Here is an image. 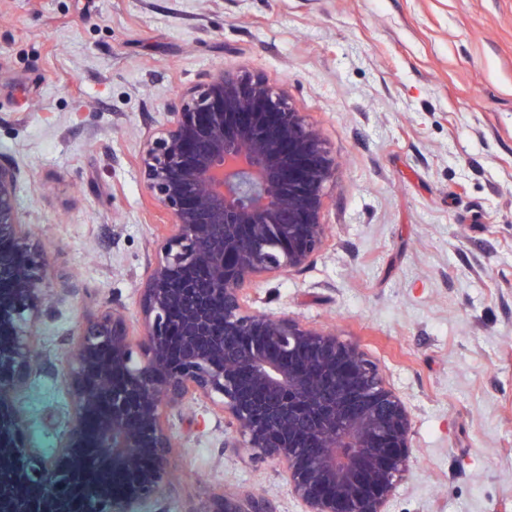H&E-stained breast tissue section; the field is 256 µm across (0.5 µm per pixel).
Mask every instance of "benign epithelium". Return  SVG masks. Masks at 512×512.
<instances>
[{"mask_svg":"<svg viewBox=\"0 0 512 512\" xmlns=\"http://www.w3.org/2000/svg\"><path fill=\"white\" fill-rule=\"evenodd\" d=\"M170 109L141 153L170 222L138 288L140 334L119 304L81 326L62 369L70 420L49 457L20 405L43 365L46 249L18 218L20 169L0 156V512L162 509L175 478L166 416L199 400L224 415V447L279 467L304 512H386L411 453L406 404L336 332L248 304L258 279L301 271L327 240L336 158L259 74L218 69ZM104 468L121 492L103 489ZM196 512L272 510L251 491Z\"/></svg>","mask_w":512,"mask_h":512,"instance_id":"benign-epithelium-1","label":"benign epithelium"}]
</instances>
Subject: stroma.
I'll list each match as a JSON object with an SVG mask.
<instances>
[{
    "instance_id": "1",
    "label": "stroma",
    "mask_w": 512,
    "mask_h": 512,
    "mask_svg": "<svg viewBox=\"0 0 512 512\" xmlns=\"http://www.w3.org/2000/svg\"><path fill=\"white\" fill-rule=\"evenodd\" d=\"M221 67L283 88L339 162L326 245L258 280L250 307L336 331L405 401L412 454L388 512H512V0H0V155L61 291L22 400L34 446L70 419L79 326L119 304L141 330L168 221L143 140ZM168 422L166 512L253 489L302 512L273 464L225 448L209 405Z\"/></svg>"
}]
</instances>
